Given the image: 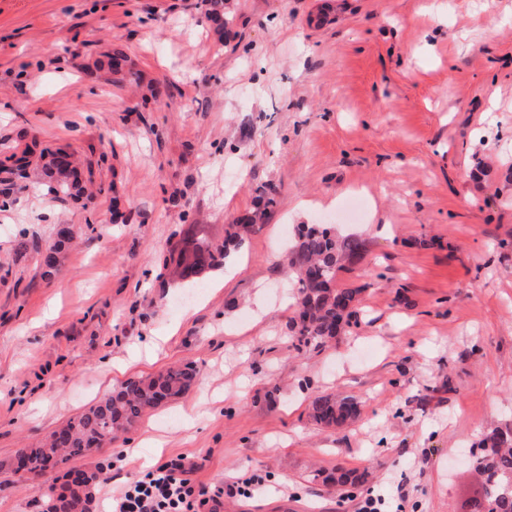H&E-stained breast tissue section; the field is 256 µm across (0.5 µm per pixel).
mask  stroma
I'll return each instance as SVG.
<instances>
[{
	"label": "stroma",
	"instance_id": "obj_1",
	"mask_svg": "<svg viewBox=\"0 0 512 512\" xmlns=\"http://www.w3.org/2000/svg\"><path fill=\"white\" fill-rule=\"evenodd\" d=\"M0 0V144L28 150L0 211V512H42L14 458L130 378L196 383L112 444L90 512L184 459L222 512H469L471 446L512 421V0ZM123 50L139 81L102 68ZM96 80H89V70ZM63 149L90 194L48 193ZM273 191L222 284L173 282L179 232L222 243ZM364 244L338 271L357 325L296 349L283 266L302 224ZM77 234L52 277L35 246ZM351 396L324 429L311 396ZM338 468L354 489L326 485ZM257 473L263 487L237 494Z\"/></svg>",
	"mask_w": 512,
	"mask_h": 512
}]
</instances>
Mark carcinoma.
Masks as SVG:
<instances>
[{
  "label": "carcinoma",
  "mask_w": 512,
  "mask_h": 512,
  "mask_svg": "<svg viewBox=\"0 0 512 512\" xmlns=\"http://www.w3.org/2000/svg\"><path fill=\"white\" fill-rule=\"evenodd\" d=\"M209 14L217 29L229 24L224 18V0H206ZM49 164L60 176L53 190L64 196L82 193L79 181H68L72 172L70 155L55 152ZM275 198L262 192L257 211L239 224L229 225L224 243L212 245L195 238L192 229L184 232V249L179 263V279L186 285L224 263L245 238L261 228L258 221ZM68 242L59 238L40 251L44 275L57 269V253ZM362 242L351 235L343 236L332 224H311L303 228L291 242L286 264L298 284L293 321L296 346L325 347L335 340L341 328L357 323V288L336 287V274L359 258ZM197 380L196 370L169 367L152 376L130 380L104 396L87 410L53 431L47 441L21 451L24 467L32 474H52L59 465L94 448L112 443L133 427L146 413L180 397ZM310 417L324 428H336L358 416L357 402L334 394L319 393L308 404ZM476 447L482 453L472 460L481 477L478 512H512V425L496 426L485 432ZM328 481L340 488L353 487L361 478L354 470L338 468Z\"/></svg>",
  "instance_id": "obj_1"
}]
</instances>
